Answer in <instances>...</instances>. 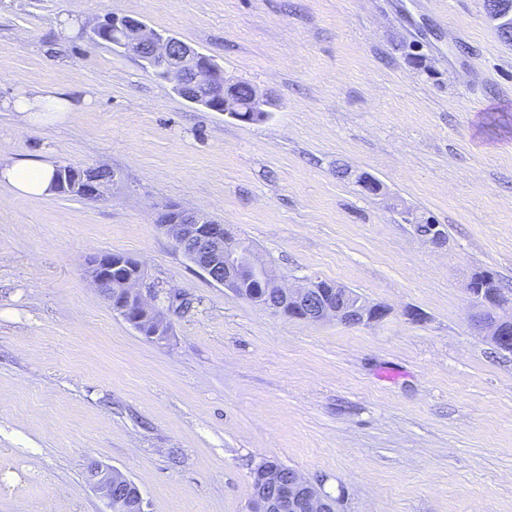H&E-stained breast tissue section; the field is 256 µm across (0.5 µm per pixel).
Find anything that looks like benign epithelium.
<instances>
[{"label": "benign epithelium", "mask_w": 512, "mask_h": 512, "mask_svg": "<svg viewBox=\"0 0 512 512\" xmlns=\"http://www.w3.org/2000/svg\"><path fill=\"white\" fill-rule=\"evenodd\" d=\"M112 26L125 32L126 53L136 56L145 67L159 65L163 80L175 88L198 85L209 90L202 107L234 119L245 111L234 84L224 79V69L190 44L130 15L112 17ZM115 181L116 176L109 175L106 169L93 167L74 185V190L86 199L97 200ZM172 211L173 219L159 228L212 282L245 300L291 318L312 322L334 319L348 326H367L388 315L385 307L364 297H349L347 288L335 282L310 279L297 288H287L281 284L274 265L260 258L255 250L245 248L224 225L179 205ZM417 232L436 249L448 244L447 231L441 224H424ZM86 272L113 312L137 332L153 342L168 339L170 326L155 304V295L141 289L145 272L139 260L125 254L103 253L88 260ZM250 276L259 278L263 288L277 289L278 302L249 288L245 280ZM465 292L476 309L477 328L496 345H502L512 334V302L505 300V293L481 272L471 277ZM251 477L255 491L250 512H335L333 502L294 470L285 479L279 468L265 466ZM89 480L110 512H146L142 493H137L133 501L126 498L127 489L136 483L118 470L94 462L90 464Z\"/></svg>", "instance_id": "7a95c632"}]
</instances>
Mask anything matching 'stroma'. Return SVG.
Here are the masks:
<instances>
[{
  "label": "stroma",
  "mask_w": 512,
  "mask_h": 512,
  "mask_svg": "<svg viewBox=\"0 0 512 512\" xmlns=\"http://www.w3.org/2000/svg\"><path fill=\"white\" fill-rule=\"evenodd\" d=\"M72 12L177 35L266 95L269 119L206 110L133 55L61 37ZM24 88L87 99L54 125L0 112L1 163L117 180L96 201L0 188V512H108L93 462L148 512H247L265 460L336 512H512V353L465 292L489 271L512 293V44L485 0H0V101ZM169 204L250 239L287 284L337 282L388 316L308 322L211 283L157 226ZM102 253L144 263L167 341L93 286ZM405 220L408 224H415L417 232L421 237L425 239V241L431 245L433 248L442 249L446 247L448 244V235L447 231L441 224H418L421 225V228H418L417 219L413 216L405 217Z\"/></svg>",
  "instance_id": "stroma-1"
}]
</instances>
